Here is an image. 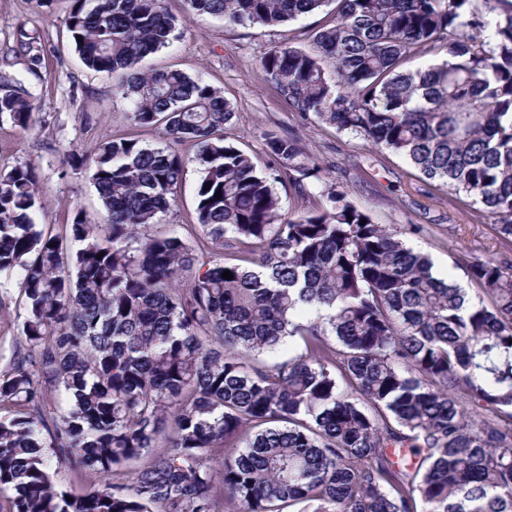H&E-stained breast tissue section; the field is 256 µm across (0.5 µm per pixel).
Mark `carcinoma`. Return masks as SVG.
<instances>
[{
	"label": "carcinoma",
	"instance_id": "cac0c4a2",
	"mask_svg": "<svg viewBox=\"0 0 512 512\" xmlns=\"http://www.w3.org/2000/svg\"><path fill=\"white\" fill-rule=\"evenodd\" d=\"M331 1L307 46L260 58L266 81L512 242V0H187L267 28ZM68 28L87 68L121 75L135 124L197 152L100 142L103 223L79 210L60 232L35 222L36 167L0 169V310L25 311L0 365V512H512V258L469 262L475 302L297 135L269 134L258 170L220 90L135 69L175 39L166 0H71ZM35 111L20 86L0 96L23 129ZM191 162L192 240L158 224ZM62 465L101 485L63 489Z\"/></svg>",
	"mask_w": 512,
	"mask_h": 512
}]
</instances>
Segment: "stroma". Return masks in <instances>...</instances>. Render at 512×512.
I'll return each mask as SVG.
<instances>
[{"mask_svg": "<svg viewBox=\"0 0 512 512\" xmlns=\"http://www.w3.org/2000/svg\"><path fill=\"white\" fill-rule=\"evenodd\" d=\"M70 0H0V81L27 89L36 106L34 128L24 129L0 117V169L33 164L38 171L40 224L71 223L76 211L102 221L104 208L94 189L89 167H72L69 156H92L110 137H133L142 145H163L158 127H138L132 104L116 91V78L85 67L67 30ZM176 20L171 47L146 58L147 68H171L202 77L220 89L236 117L230 142L253 154L259 165L270 162L266 135L295 133L307 155L325 170L347 202L379 224L405 226L404 240L429 256L436 276L470 288L468 262L501 253L512 255V244L496 238L491 219H475L462 194L434 189L404 158L389 151L372 153L354 134L339 132L315 119H301L279 99L262 76L259 61L271 47L316 26L309 14L282 26L244 28L223 17L194 14L186 0H167ZM35 39L38 61L19 48L16 35ZM197 164H189L176 200L160 222L189 235L198 224Z\"/></svg>", "mask_w": 512, "mask_h": 512, "instance_id": "35a3bbf8", "label": "stroma"}]
</instances>
